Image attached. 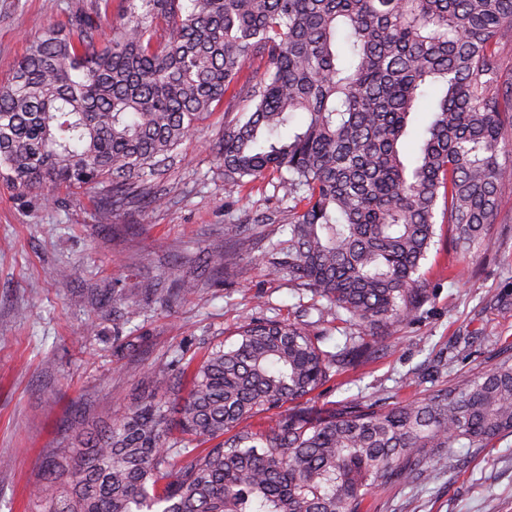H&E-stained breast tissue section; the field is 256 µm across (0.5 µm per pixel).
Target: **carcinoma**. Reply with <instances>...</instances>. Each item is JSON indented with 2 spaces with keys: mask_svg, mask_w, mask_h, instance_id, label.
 <instances>
[{
  "mask_svg": "<svg viewBox=\"0 0 512 512\" xmlns=\"http://www.w3.org/2000/svg\"><path fill=\"white\" fill-rule=\"evenodd\" d=\"M122 3L112 38V0H96L30 43L0 85V179L18 197L91 191L104 224L159 206L152 183L256 63L224 126V185L278 176L290 206L274 270L363 335L332 354L296 322L251 319L187 362L186 395L145 374L121 417L74 419L47 449L31 512H362L369 485L419 479L436 451L512 433V356L419 401L271 415L413 315L438 204L456 253L485 243L512 184L498 162L512 130V67L499 51L512 0ZM433 87L409 162L400 147ZM296 113L306 122L282 134ZM204 263L228 271L237 255L215 245ZM145 292L177 303L198 283Z\"/></svg>",
  "mask_w": 512,
  "mask_h": 512,
  "instance_id": "carcinoma-1",
  "label": "carcinoma"
}]
</instances>
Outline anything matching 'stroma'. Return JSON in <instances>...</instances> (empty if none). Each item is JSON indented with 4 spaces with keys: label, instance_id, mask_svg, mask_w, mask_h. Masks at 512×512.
<instances>
[{
    "label": "stroma",
    "instance_id": "stroma-1",
    "mask_svg": "<svg viewBox=\"0 0 512 512\" xmlns=\"http://www.w3.org/2000/svg\"><path fill=\"white\" fill-rule=\"evenodd\" d=\"M94 0H0V84L27 45L73 8ZM239 106L226 92L214 112L156 182L164 202L131 209L101 223L90 194L45 201L43 191L20 198L0 181V512H29L46 449L55 447L80 414L120 417L147 371L181 378L185 359L201 357L250 317L298 320L309 308L323 349L336 352L357 327L337 319L326 300L273 272L269 250L287 240L279 224L257 218L288 212L276 182L243 190L224 186L219 146ZM239 255L229 273L203 258L225 241ZM421 272L427 297L413 318L397 323L375 353L332 375L304 402L316 414L354 398L390 405L421 399L462 374L494 367L512 347V190L501 198L487 242L466 256L436 224ZM72 273L70 280L58 270ZM194 279L197 295L168 304L141 301L131 318L118 311L134 289L159 280ZM106 289L98 307L86 288ZM424 479L372 487L364 512H512V434L486 448H454L425 465Z\"/></svg>",
    "mask_w": 512,
    "mask_h": 512
}]
</instances>
